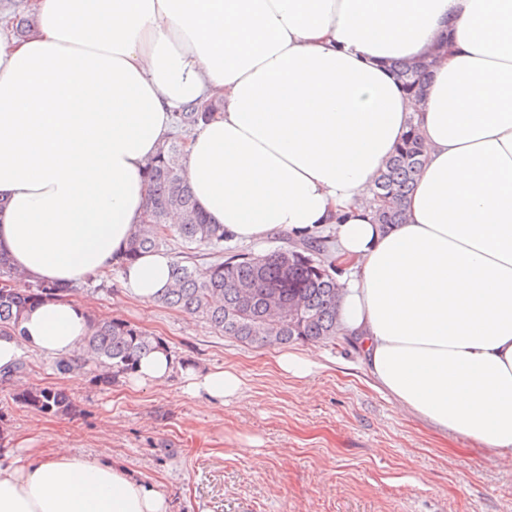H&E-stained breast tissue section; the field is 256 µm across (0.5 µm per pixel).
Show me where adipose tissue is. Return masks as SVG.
I'll use <instances>...</instances> for the list:
<instances>
[{
	"instance_id": "adipose-tissue-1",
	"label": "adipose tissue",
	"mask_w": 512,
	"mask_h": 512,
	"mask_svg": "<svg viewBox=\"0 0 512 512\" xmlns=\"http://www.w3.org/2000/svg\"><path fill=\"white\" fill-rule=\"evenodd\" d=\"M0 14V250L28 279L78 283L138 230L145 169L176 113L217 101L186 143L198 208L234 239L331 226L338 315L375 387L404 411L512 458V0H28ZM434 58L422 97L391 59ZM426 164L402 224L374 181L410 126ZM171 260L124 268L149 301ZM91 301H43L0 335L69 357ZM185 393L244 397L232 369H186ZM108 454L0 455V512H167Z\"/></svg>"
}]
</instances>
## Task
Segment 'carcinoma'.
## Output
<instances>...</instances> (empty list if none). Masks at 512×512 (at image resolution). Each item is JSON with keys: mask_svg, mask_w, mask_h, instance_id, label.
<instances>
[{"mask_svg": "<svg viewBox=\"0 0 512 512\" xmlns=\"http://www.w3.org/2000/svg\"><path fill=\"white\" fill-rule=\"evenodd\" d=\"M431 61L394 59L390 68L411 94H423ZM212 117L191 106L178 113L179 124L192 128ZM186 142L173 139L146 167L149 194L143 224L130 240L124 261L131 263L171 240L185 248L193 244L220 246L224 228L209 223L196 205L182 159ZM426 146L416 129H410L377 176L374 195L385 201L374 213L377 224H401L407 201L414 192L425 164ZM182 215L178 224L168 223L171 212ZM77 288L39 282H19L18 271L0 252V333L18 330L28 307L44 299L71 296ZM336 263L329 241L304 236L286 249L267 254L238 252L217 259L206 267L172 263L167 288L155 301L206 320L215 330L256 347L293 342L318 343L346 335L337 315ZM296 304L293 315L280 316ZM163 343L136 325L119 318H89L84 353L55 363L61 374H77L89 362L101 369L98 380L109 383L119 373L135 369L141 355ZM18 401L42 414L72 410L63 391L39 387L23 393Z\"/></svg>", "mask_w": 512, "mask_h": 512, "instance_id": "cac0c4a2", "label": "carcinoma"}]
</instances>
